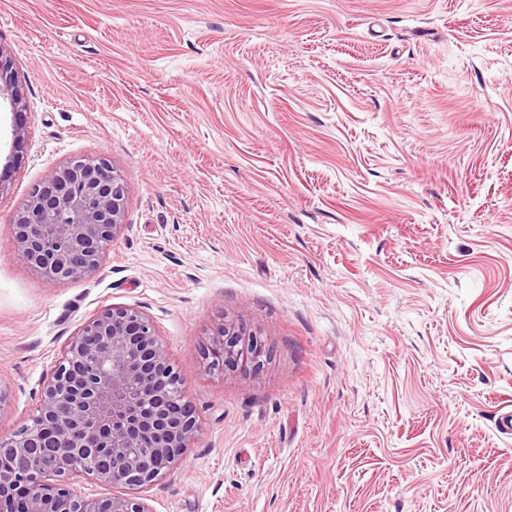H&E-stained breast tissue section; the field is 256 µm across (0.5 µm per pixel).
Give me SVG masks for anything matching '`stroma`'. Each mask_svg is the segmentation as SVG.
Wrapping results in <instances>:
<instances>
[{
	"mask_svg": "<svg viewBox=\"0 0 512 512\" xmlns=\"http://www.w3.org/2000/svg\"><path fill=\"white\" fill-rule=\"evenodd\" d=\"M28 137L0 190V436L101 309L197 408L152 512H512V0H0ZM104 156L101 266L8 253L31 190ZM227 320L265 346L215 371Z\"/></svg>",
	"mask_w": 512,
	"mask_h": 512,
	"instance_id": "1",
	"label": "stroma"
}]
</instances>
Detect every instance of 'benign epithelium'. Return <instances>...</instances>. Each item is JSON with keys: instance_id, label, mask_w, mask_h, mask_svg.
Segmentation results:
<instances>
[{"instance_id": "7a95c632", "label": "benign epithelium", "mask_w": 512, "mask_h": 512, "mask_svg": "<svg viewBox=\"0 0 512 512\" xmlns=\"http://www.w3.org/2000/svg\"><path fill=\"white\" fill-rule=\"evenodd\" d=\"M25 103L0 49V99ZM127 186L104 156L74 158L36 185L22 207L10 255L53 280L94 272L124 228ZM219 370L256 369L263 347L226 321L211 350ZM199 429L184 379L171 366L153 323L134 307L108 306L67 342L30 422L0 436V457L19 463L0 472V512H152L136 493L178 462ZM89 476L127 490L84 497L74 478Z\"/></svg>"}]
</instances>
